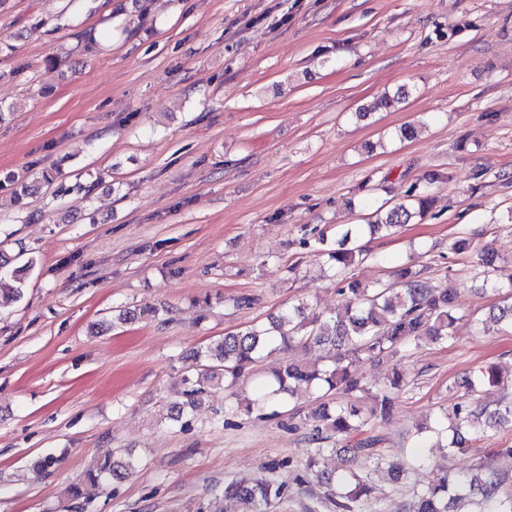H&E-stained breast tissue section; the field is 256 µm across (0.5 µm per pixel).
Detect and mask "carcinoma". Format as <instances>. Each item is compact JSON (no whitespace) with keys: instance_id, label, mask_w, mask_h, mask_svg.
<instances>
[{"instance_id":"cac0c4a2","label":"carcinoma","mask_w":512,"mask_h":512,"mask_svg":"<svg viewBox=\"0 0 512 512\" xmlns=\"http://www.w3.org/2000/svg\"><path fill=\"white\" fill-rule=\"evenodd\" d=\"M439 179V175H431L424 185L408 191L407 198L386 210L378 208L368 223L347 225L334 241L320 233L311 240L302 239V245L311 248L322 260L329 279L338 285L343 297L341 306L320 313L304 303L293 304L269 315L264 322L219 336L194 351L186 357L180 374L182 401L169 406L167 419L183 422L203 400L252 374L269 349L278 345L283 348L323 346L329 352L325 363L320 366L288 363L272 371L266 382L253 392V397L238 399L237 410L250 414L269 409L275 416L278 408L296 398L299 388L312 394L317 404L305 416L306 421L312 422L313 444L304 462L305 474L325 489L327 498L341 512H357L372 486L368 476L352 468L353 458L371 453L378 438L369 435L353 448H345L342 443L368 425L387 419L401 392L411 386L405 369L395 365L391 376L371 393L361 384L358 363L364 358H392L428 341L448 342L454 337L459 316L454 305V289L433 285L411 265L396 270L394 281H378L371 286L354 279L350 271L366 256L358 244L361 235L366 231L390 234L401 224L424 218L432 202L431 185ZM12 184L14 202L21 204L40 188V181L17 176L12 178ZM453 249L476 253L484 266L495 263L494 255L477 251L469 237L457 238ZM23 255L22 251L14 256L0 252V280L10 278L16 283L11 289L13 300L23 296L25 278L36 265L32 257L19 262ZM507 281L508 291L490 311V320L505 333L512 331V274ZM498 378L496 367L488 366L479 371L476 380L468 382L467 389L473 392L485 383L498 382ZM338 392L346 395L368 392L371 405L364 410L348 402L332 408L324 402V398ZM506 429L512 430V401L489 410L462 399L452 406L451 412H443L429 431L440 441L439 447L463 452L472 441ZM328 452L343 453L347 458L342 466L329 470L321 466ZM139 463L131 450L111 449L94 461L86 479L94 486L122 481L135 472ZM284 494V485L271 481L240 479L224 486V495L236 500L242 512H267L272 502L282 499ZM471 499L480 505L478 512H512V489H508L507 476L488 464H479L452 478L443 472L437 481L414 492L405 509L407 512H459V505Z\"/></svg>"}]
</instances>
